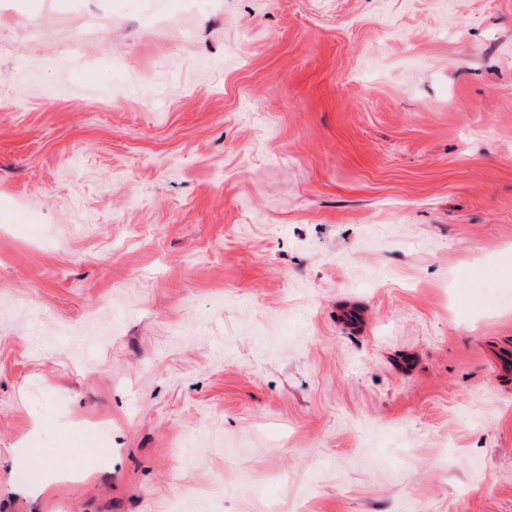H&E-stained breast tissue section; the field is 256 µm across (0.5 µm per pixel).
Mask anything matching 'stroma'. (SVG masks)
<instances>
[{
  "mask_svg": "<svg viewBox=\"0 0 512 512\" xmlns=\"http://www.w3.org/2000/svg\"><path fill=\"white\" fill-rule=\"evenodd\" d=\"M0 512H512V0H0Z\"/></svg>",
  "mask_w": 512,
  "mask_h": 512,
  "instance_id": "obj_1",
  "label": "stroma"
}]
</instances>
